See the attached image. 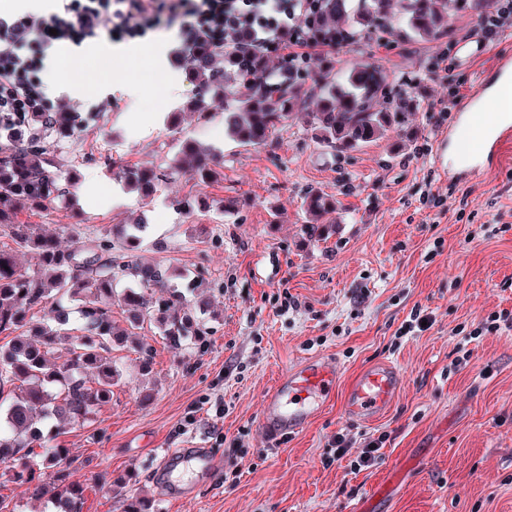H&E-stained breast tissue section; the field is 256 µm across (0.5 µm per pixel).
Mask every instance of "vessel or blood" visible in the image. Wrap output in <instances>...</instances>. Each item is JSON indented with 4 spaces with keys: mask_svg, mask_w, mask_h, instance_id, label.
Listing matches in <instances>:
<instances>
[{
    "mask_svg": "<svg viewBox=\"0 0 512 512\" xmlns=\"http://www.w3.org/2000/svg\"><path fill=\"white\" fill-rule=\"evenodd\" d=\"M505 80L512 81V56H495L476 88L457 100L455 110L459 122H476L480 117L478 105L492 98ZM510 140L512 117L494 123L476 145L466 167L449 172V179L473 180L495 169L500 163L504 144ZM340 373V364L314 357L282 374L263 402L259 419L262 436L271 439L285 430H304L333 393ZM401 387L402 376L393 365L369 367L352 383L344 400V410L356 421L371 422L390 408ZM403 474V468H394L392 482L376 486L362 512H376L378 504L392 493L395 480L401 479Z\"/></svg>",
    "mask_w": 512,
    "mask_h": 512,
    "instance_id": "obj_1",
    "label": "vessel or blood"
}]
</instances>
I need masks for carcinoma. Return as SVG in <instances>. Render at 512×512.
<instances>
[{
  "label": "carcinoma",
  "instance_id": "cac0c4a2",
  "mask_svg": "<svg viewBox=\"0 0 512 512\" xmlns=\"http://www.w3.org/2000/svg\"><path fill=\"white\" fill-rule=\"evenodd\" d=\"M487 0H324L312 22L320 31L346 22L343 32L381 28L397 18L409 33L420 38L447 34L448 14L484 13ZM238 38L226 42L224 53L202 46L194 69L205 88L215 85L224 96V129L244 145L268 143L276 129L310 99L316 111L308 113L318 140L338 155L356 151L403 128L415 111L414 99L404 95L377 107L388 84L379 65L354 64L338 78L320 69L309 87L299 77L262 81L267 69L261 55L247 59L234 53ZM224 69L215 70L217 60ZM27 134L0 144V235L18 247L36 252L37 272L18 267L15 256L0 250V334L10 340L0 346V462L12 464L10 479L27 485L31 495L52 503L57 512H83L84 485L71 479L73 462L68 449L51 446L53 432L65 424H82L112 399V388L122 373L108 344L135 335L149 320L156 324L169 348L178 352L191 336L199 335L185 313L186 299L168 284L160 264L137 265L131 260L140 242L141 224H124L116 235L128 260L112 258V240L100 237L73 249L54 235L33 231L17 222L18 211L50 205L63 195L74 176L56 164L48 138L71 137L77 128L72 112H27L21 117ZM179 153L190 159L192 175L208 182L218 175L217 158L194 138L180 142ZM119 178L150 197L158 190L159 176L142 166L118 172ZM340 201L320 191L305 198L307 230L314 237L332 232L330 216ZM126 276L133 280L117 286ZM119 298L128 312V327L118 329L112 320V300ZM77 304L80 327L71 333V304ZM47 308L56 326L35 318ZM71 357L58 362L57 352ZM92 371L88 384L86 371Z\"/></svg>",
  "mask_w": 512,
  "mask_h": 512
}]
</instances>
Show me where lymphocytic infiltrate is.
<instances>
[{
    "label": "lymphocytic infiltrate",
    "mask_w": 512,
    "mask_h": 512,
    "mask_svg": "<svg viewBox=\"0 0 512 512\" xmlns=\"http://www.w3.org/2000/svg\"><path fill=\"white\" fill-rule=\"evenodd\" d=\"M56 9L0 13V140L19 136L16 119L48 111L45 86L36 71L64 43L81 45L101 36L120 41L138 32L179 28L177 53L194 57L205 42L223 45L228 34L245 32L240 56L257 52L287 59L284 77L301 60L348 46L346 36L311 37L310 20L321 0H57Z\"/></svg>",
    "instance_id": "1"
}]
</instances>
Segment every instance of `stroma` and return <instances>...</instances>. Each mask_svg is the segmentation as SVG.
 <instances>
[{
  "instance_id": "35a3bbf8",
  "label": "stroma",
  "mask_w": 512,
  "mask_h": 512,
  "mask_svg": "<svg viewBox=\"0 0 512 512\" xmlns=\"http://www.w3.org/2000/svg\"><path fill=\"white\" fill-rule=\"evenodd\" d=\"M478 25L459 13L450 35L437 39L387 26L326 52L338 72L357 61L381 65L390 89H416L420 102L413 136L395 131L342 157L316 139L312 100L261 147L225 135L222 103L202 116L188 112L201 88L189 61H174L176 29L82 56L89 89L75 97L58 78L74 47L61 46L43 82L52 110L82 118L74 138L54 146L76 184L47 209L21 211L19 221L66 246L116 224L145 225L136 259L163 264L178 287L202 277L210 299L204 336L181 351L150 323L113 345L122 379L111 403L58 436L85 487L83 512H124L130 493L156 512H355L394 462L415 468L383 512H512V326L486 328L494 312L512 311V145L493 173L465 183L448 178L445 141L451 133L464 145L454 100L489 62L463 52ZM121 60L137 96L111 76ZM106 99L111 108L98 111ZM171 112L182 113L181 126L168 124ZM187 135L220 156L209 182L192 179L178 154ZM105 155L125 169L153 167L158 191L140 197L115 179ZM312 190L340 201L330 237L306 232L302 202ZM229 198L239 202L232 214L224 211ZM73 223L75 236L61 235ZM287 293L297 308L281 309ZM418 310L434 322L408 331ZM316 356L350 374L395 363L404 373L398 402L365 426L335 400L303 432L266 441L258 423L267 390L278 372ZM145 386L153 398L144 405ZM340 432L384 437L375 463L357 473L343 461L325 465ZM187 446L209 449L222 469L161 471L167 452ZM118 478L126 488L104 487Z\"/></svg>"
}]
</instances>
